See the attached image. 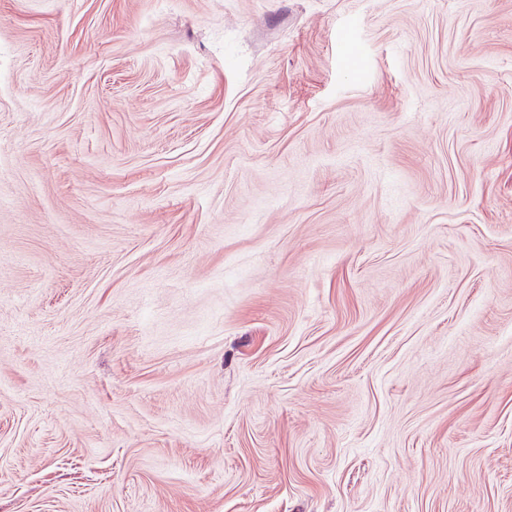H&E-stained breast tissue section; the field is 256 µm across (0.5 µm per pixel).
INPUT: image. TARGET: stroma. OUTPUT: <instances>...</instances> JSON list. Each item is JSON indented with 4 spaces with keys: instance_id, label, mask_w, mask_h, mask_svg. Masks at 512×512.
<instances>
[{
    "instance_id": "stroma-1",
    "label": "stroma",
    "mask_w": 512,
    "mask_h": 512,
    "mask_svg": "<svg viewBox=\"0 0 512 512\" xmlns=\"http://www.w3.org/2000/svg\"><path fill=\"white\" fill-rule=\"evenodd\" d=\"M0 512H512V0H0Z\"/></svg>"
}]
</instances>
